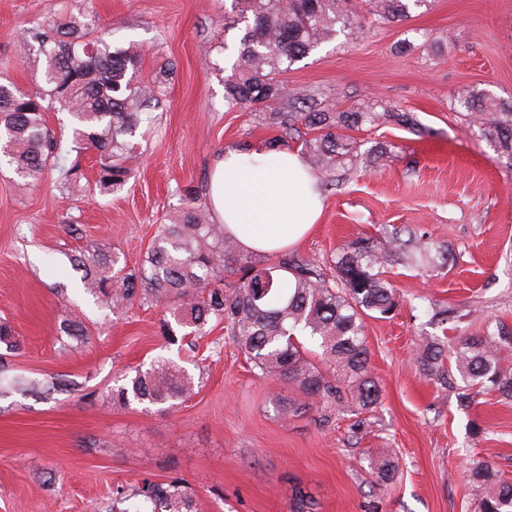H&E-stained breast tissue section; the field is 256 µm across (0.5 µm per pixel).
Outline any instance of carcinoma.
<instances>
[{"label":"carcinoma","instance_id":"cac0c4a2","mask_svg":"<svg viewBox=\"0 0 512 512\" xmlns=\"http://www.w3.org/2000/svg\"><path fill=\"white\" fill-rule=\"evenodd\" d=\"M235 14L224 26L245 24L230 73L224 75L228 108L255 105L280 97L278 75L309 57L323 44L346 38L365 26L403 22L430 0H233ZM73 11L38 24L24 35L21 57L40 68L41 83L23 90L0 79V164L7 165L25 184L37 185L50 170L68 192L84 191L78 165L66 155L96 154L95 187L102 194L120 190L130 179L131 140L150 126L160 107L156 87L139 81L141 58L132 47H115L106 33L94 37ZM453 111L482 132L498 156L512 166V101L498 99L485 89H464L451 99ZM52 110L67 114L72 130L68 147L46 119ZM264 120L281 130L278 141L303 135L302 146L314 173L337 186L342 174L388 154L377 144L355 137L382 124L412 129L414 115L379 99L367 98L345 109L300 94L288 110L266 113ZM185 206L156 237L140 266L128 269L112 248L88 244L71 258L81 273L85 291L115 314L135 301L165 306L173 320L163 319L159 330L173 336L171 322L203 336L212 323L224 324L227 335L244 350L259 378L288 383L295 395L285 399L288 413L309 411L311 398L329 406L348 404L362 414L380 404L381 387L371 372L365 337V318L386 316L396 306V294L386 275L391 263L443 268L448 253L421 241L403 226L375 238L354 236L324 260L284 252L273 258L243 251L210 223L194 206L197 190L183 191ZM238 273L231 289L224 288V271ZM60 335L76 343L89 340L82 319L71 316L59 325ZM316 344L314 353L299 340ZM512 333L501 328L482 336L462 335L451 345L428 341L417 348L416 361L428 374H456L474 393L493 392L512 399ZM18 387L48 396L55 385L24 378ZM195 382L182 366L167 358L123 376L111 391L115 404L132 401L175 405L194 393ZM373 483L394 479L397 464L389 453L367 458ZM469 480L481 489L477 512H512V483L497 478L491 465L477 462ZM114 502L136 498L134 512H194L183 479L166 483L143 481L131 491L119 486ZM289 512H317L312 496L295 490Z\"/></svg>","mask_w":512,"mask_h":512}]
</instances>
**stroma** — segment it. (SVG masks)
I'll return each mask as SVG.
<instances>
[{
  "label": "stroma",
  "instance_id": "stroma-1",
  "mask_svg": "<svg viewBox=\"0 0 512 512\" xmlns=\"http://www.w3.org/2000/svg\"><path fill=\"white\" fill-rule=\"evenodd\" d=\"M69 0H0V74L35 89L38 74L17 54L23 30ZM232 0H85L83 20L113 44L138 41L141 82L161 81L154 133L136 139L137 166L117 192L62 194L55 174L34 187L0 169V321L19 346L0 353L15 374L58 378L49 399L0 398V512H109L116 487L184 479L195 512H288L292 489L310 493L318 512H475L476 462L512 481V400L463 398L460 380L428 376L415 360L428 338L512 330V166L450 108L463 88L512 99V0H433L408 20L366 27L331 43L279 77V99L245 109L224 104L220 67L241 29L224 26ZM448 50L420 48L423 34ZM413 42L414 50L398 47ZM315 91L340 107L372 97L412 113L416 128L385 125L365 139L389 145L378 167L350 171L325 192L319 224L293 253L324 259L351 234L408 226L447 249V268L391 267L398 301L388 318H369L372 372L382 386L375 412L348 407L291 415L275 398L291 386L261 379L223 325L187 342L159 333L167 311L134 303L116 317L87 294L70 263L84 240L115 248L136 268L158 225L182 208L194 186L207 207L216 154L241 143H269L277 128L265 112ZM82 225L83 239L67 234ZM82 313L87 343L62 346L67 312ZM159 356L194 379L177 407L108 396L123 375ZM393 451L395 479L371 484L362 460Z\"/></svg>",
  "mask_w": 512,
  "mask_h": 512
}]
</instances>
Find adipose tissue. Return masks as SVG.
I'll use <instances>...</instances> for the list:
<instances>
[{
    "instance_id": "obj_1",
    "label": "adipose tissue",
    "mask_w": 512,
    "mask_h": 512,
    "mask_svg": "<svg viewBox=\"0 0 512 512\" xmlns=\"http://www.w3.org/2000/svg\"><path fill=\"white\" fill-rule=\"evenodd\" d=\"M208 203L243 251L268 255L300 241L323 212L320 185L293 149H227L215 158Z\"/></svg>"
}]
</instances>
